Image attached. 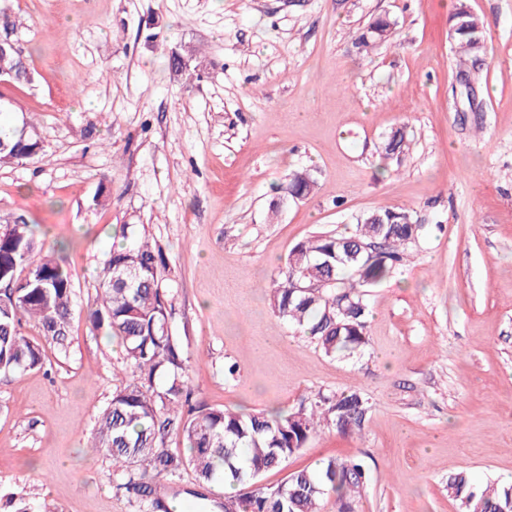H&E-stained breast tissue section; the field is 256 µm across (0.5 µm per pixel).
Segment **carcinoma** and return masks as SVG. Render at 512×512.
<instances>
[{
    "instance_id": "cac0c4a2",
    "label": "carcinoma",
    "mask_w": 512,
    "mask_h": 512,
    "mask_svg": "<svg viewBox=\"0 0 512 512\" xmlns=\"http://www.w3.org/2000/svg\"><path fill=\"white\" fill-rule=\"evenodd\" d=\"M452 18L450 36L458 52L479 51L484 41L479 18L462 3ZM391 34L392 23L379 18L359 43L369 48ZM1 68L14 71L15 83L27 82L28 67L9 48L0 53ZM406 147V128L400 127L388 136L385 152L398 156ZM36 148V141L0 125L1 164L29 159ZM315 184L310 172L297 171L289 196L303 198ZM0 224L9 225L0 234V277L14 284L0 292V378H7L43 368L48 349L62 344L72 315L73 281L68 267L54 257L55 248L45 249L26 216H0ZM423 230L408 209H379L361 216L350 235L320 234L297 243L272 279L273 311L325 355L357 354L368 344V289L393 274ZM121 237L124 243L112 249L99 272L89 320L118 340L137 379L116 388L98 417L91 433L94 453L123 469L127 485L155 512H172L176 494L169 493L163 477L184 467L198 482L199 489L187 491L196 512L207 508L201 488L225 483L245 488L238 495L240 512H321V501L331 494L338 512L356 508L355 493L366 474L355 459L331 458L320 470L295 471L275 487L258 480L303 448L323 422L343 434L362 431L368 398L357 391L319 392L288 412L247 414L189 404L191 365L171 327V304L160 276L162 250L141 239L131 224L121 226ZM25 319L38 322L43 341L23 335ZM173 432L182 434L187 454L163 447ZM448 497L460 503L462 512H512L511 486L480 490L465 471L448 478Z\"/></svg>"
}]
</instances>
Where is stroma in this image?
<instances>
[{"label": "stroma", "mask_w": 512, "mask_h": 512, "mask_svg": "<svg viewBox=\"0 0 512 512\" xmlns=\"http://www.w3.org/2000/svg\"><path fill=\"white\" fill-rule=\"evenodd\" d=\"M456 1L0 0L32 72L0 86V120L42 145L0 166V215L66 243L74 285L65 350L0 379V512H148L87 446L133 379L88 318L124 224L168 259L192 402L369 398L362 432L321 426L260 485L356 457L358 512H460V471L512 486V0H461L485 36L464 62ZM379 18L392 36L364 50ZM401 126L407 149L386 155ZM305 169L314 191L286 198ZM381 208L427 230L370 289L364 354L326 356L273 313L270 280L298 242Z\"/></svg>", "instance_id": "1"}]
</instances>
